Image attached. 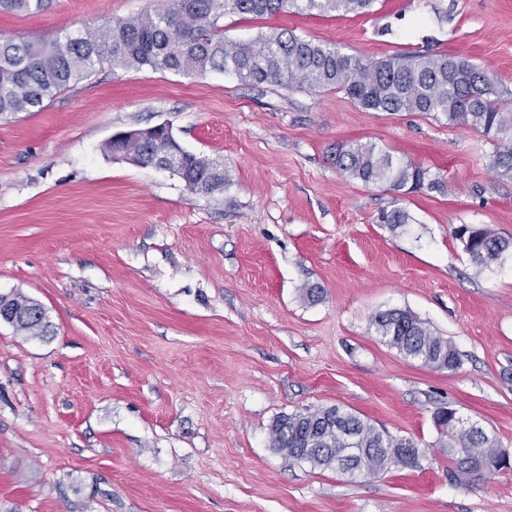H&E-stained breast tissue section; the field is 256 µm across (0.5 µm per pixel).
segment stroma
<instances>
[{"mask_svg": "<svg viewBox=\"0 0 512 512\" xmlns=\"http://www.w3.org/2000/svg\"><path fill=\"white\" fill-rule=\"evenodd\" d=\"M162 0H50L0 12V38L55 37ZM365 60L432 47L512 90V0H375L367 14L229 15ZM171 124L224 168L223 193L112 158L120 131ZM374 143L441 178L397 194L338 171ZM492 144L429 112H368L341 91L103 65L36 112L0 115V294L40 302L45 339L0 322V512H512V468L449 481L437 407L512 454V255L477 270L462 224L512 240ZM411 224L390 230L381 211ZM321 289L317 301L305 287ZM407 309L451 340L434 370L370 324ZM338 406L414 439V468L346 478L272 447L277 417Z\"/></svg>", "mask_w": 512, "mask_h": 512, "instance_id": "1", "label": "stroma"}]
</instances>
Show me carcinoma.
I'll use <instances>...</instances> for the list:
<instances>
[{
	"label": "carcinoma",
	"mask_w": 512,
	"mask_h": 512,
	"mask_svg": "<svg viewBox=\"0 0 512 512\" xmlns=\"http://www.w3.org/2000/svg\"><path fill=\"white\" fill-rule=\"evenodd\" d=\"M374 0H164L152 14L115 19L74 34L52 39H0V115L33 112L95 67L148 68L183 75L211 71L235 76L249 85L269 84L311 92L341 90L368 112H434L448 123L464 125L487 137L493 145L490 169L512 179V92L498 87L494 77L468 57L456 53L405 51L365 61L332 44L315 42L288 31L261 34L248 41L224 38V16L262 17L285 9L297 13H368ZM48 0H0V12L31 13ZM134 148L143 166L162 167L177 158L176 176L194 194L224 190V168L188 152L161 131L134 146L108 141L107 153ZM336 168L365 183L401 192L438 190L442 180L408 158L395 157L374 143L336 146ZM382 224L395 230L413 221L402 208L384 211ZM455 237L476 267L483 269L512 250V242L490 228L461 224ZM14 320L16 332L32 338L53 333L46 310L19 293L0 297ZM376 336L423 365L454 370L459 354L454 344L436 335L409 310L390 309L371 319ZM447 407L434 420L448 434L451 480L465 485L501 470L496 439L483 429L464 430ZM272 447L292 461L315 468L342 471L353 462L364 474L393 463L415 467L423 450L407 437L378 430L357 414L338 406L282 415L270 427Z\"/></svg>",
	"instance_id": "carcinoma-1"
}]
</instances>
